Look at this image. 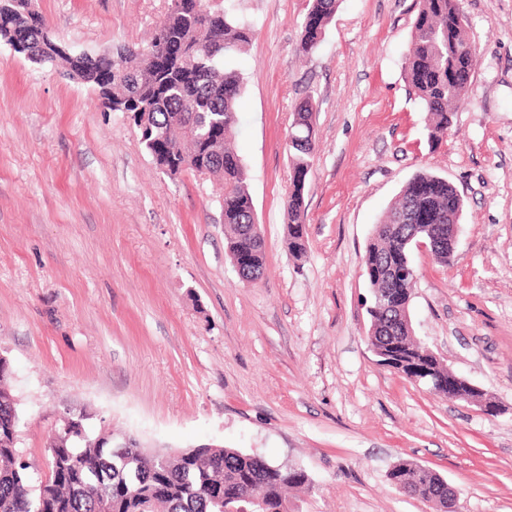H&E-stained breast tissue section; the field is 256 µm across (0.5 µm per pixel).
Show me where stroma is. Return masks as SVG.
Wrapping results in <instances>:
<instances>
[{
  "label": "stroma",
  "instance_id": "stroma-1",
  "mask_svg": "<svg viewBox=\"0 0 512 512\" xmlns=\"http://www.w3.org/2000/svg\"><path fill=\"white\" fill-rule=\"evenodd\" d=\"M170 0H35L55 36L149 46ZM255 26L234 145L266 275L230 259L222 184L157 170L137 128L91 88L0 40V354L36 477L61 417L152 448L220 444L303 468L293 512H439L393 488L408 460L459 512H512V0H462L477 54L447 136L428 139L403 62L419 0H341L299 53L308 0H232ZM311 99L307 253L288 249V135ZM464 198L452 260L413 251L418 339L496 414L378 364L366 343V249L416 173Z\"/></svg>",
  "mask_w": 512,
  "mask_h": 512
}]
</instances>
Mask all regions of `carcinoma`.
I'll return each instance as SVG.
<instances>
[{
  "label": "carcinoma",
  "mask_w": 512,
  "mask_h": 512,
  "mask_svg": "<svg viewBox=\"0 0 512 512\" xmlns=\"http://www.w3.org/2000/svg\"><path fill=\"white\" fill-rule=\"evenodd\" d=\"M339 0H311L302 26L300 51L313 52L333 19ZM208 0H170L148 51L125 44L115 51L94 54L89 66L77 70L65 58L45 52L55 36L45 16L28 13L0 16V39L32 50L31 62L59 68L95 90L106 88L116 105L143 112L147 124L139 128L141 143L155 165H169L174 177L207 167L224 180L220 208L229 253L240 250V278L252 283L264 278V245L247 235L255 223L252 197L242 159L228 133L236 122L243 93L241 73L230 60L251 42L254 28L221 7L218 19ZM460 0H419V9L404 61V77L426 112L428 139L448 133L453 116L464 101L476 65L466 36ZM313 104L296 105L292 133L307 138ZM315 149L312 144L290 145V190L287 207L289 247L296 257L305 249L296 244L305 224V189ZM464 207L457 188L444 177L416 173L403 187L376 225L365 254L373 266L367 275L372 294L387 293L378 307L375 333L405 346L409 368H425L432 386L448 392V368L425 356L398 309L399 296L410 281H393L387 270L402 257L403 239L422 233L432 224H456ZM0 372V512H218L219 503L257 512H289L286 491L310 488L308 473L281 466L261 455L237 448L173 449L157 454L133 439L116 442L112 435L88 434L79 419L69 418L47 449L46 482L34 480L22 459L14 423L19 410L12 393L3 387ZM395 487L410 488L415 496L444 509L448 488L429 470L402 460L388 471Z\"/></svg>",
  "instance_id": "cac0c4a2"
}]
</instances>
